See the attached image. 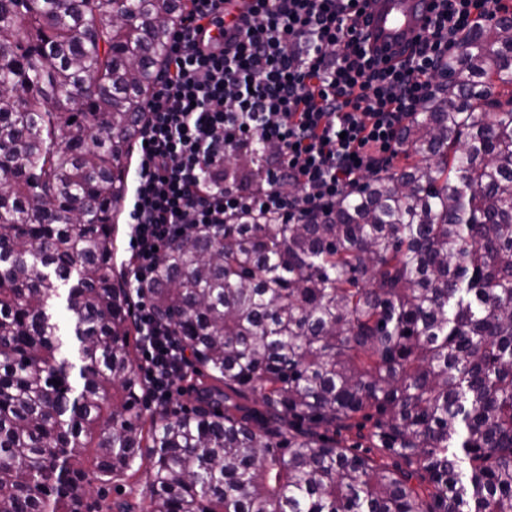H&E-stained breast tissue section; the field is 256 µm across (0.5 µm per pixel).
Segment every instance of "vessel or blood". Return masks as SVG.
Segmentation results:
<instances>
[{"label":"vessel or blood","mask_w":512,"mask_h":512,"mask_svg":"<svg viewBox=\"0 0 512 512\" xmlns=\"http://www.w3.org/2000/svg\"><path fill=\"white\" fill-rule=\"evenodd\" d=\"M364 11L370 46L403 49L421 33L434 7L432 0H366Z\"/></svg>","instance_id":"b4317fda"}]
</instances>
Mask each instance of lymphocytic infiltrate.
Listing matches in <instances>:
<instances>
[{"instance_id": "1", "label": "lymphocytic infiltrate", "mask_w": 512, "mask_h": 512, "mask_svg": "<svg viewBox=\"0 0 512 512\" xmlns=\"http://www.w3.org/2000/svg\"><path fill=\"white\" fill-rule=\"evenodd\" d=\"M238 2L183 0L143 107L126 280L161 407L189 369L184 346L140 300L163 251L194 228L305 223L386 170L460 35L500 0H437L415 47L390 65L366 42L362 0ZM252 155L260 173L226 172V157Z\"/></svg>"}]
</instances>
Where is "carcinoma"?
<instances>
[{"label":"carcinoma","mask_w":512,"mask_h":512,"mask_svg":"<svg viewBox=\"0 0 512 512\" xmlns=\"http://www.w3.org/2000/svg\"><path fill=\"white\" fill-rule=\"evenodd\" d=\"M180 0H0V512H512V22L476 24L413 161L307 224H218L142 295L197 405L148 411L124 159ZM60 384H55V381ZM144 487V475L141 473L133 479L112 482L106 488L107 501L112 502L113 507L115 502L127 500L137 507L136 512H142L148 505Z\"/></svg>","instance_id":"obj_1"}]
</instances>
